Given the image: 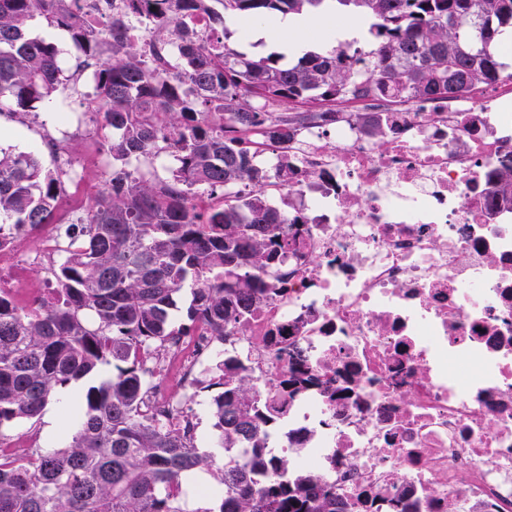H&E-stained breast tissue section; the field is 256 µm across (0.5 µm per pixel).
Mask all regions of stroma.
Instances as JSON below:
<instances>
[{"label":"stroma","instance_id":"stroma-1","mask_svg":"<svg viewBox=\"0 0 512 512\" xmlns=\"http://www.w3.org/2000/svg\"><path fill=\"white\" fill-rule=\"evenodd\" d=\"M30 31L32 36L55 43L61 49L64 86L27 115L25 128H17L14 120L0 116V149L34 153L46 167L52 168L56 162L46 149L44 139L49 136L60 141L64 148L63 156L71 163V174L81 179L85 189L81 195L66 191L59 202V209L64 212L76 205H87L105 187L110 169L95 134L102 118L89 110L92 76L90 71L78 69L77 54L67 33L42 18L33 21ZM23 251L21 259L0 265V282L9 284L11 295L24 306L33 299L48 297L51 267L56 259L43 253L40 238L32 233L25 238ZM111 372V367L104 366L87 377L85 383L77 382L59 389L38 417L0 429V440L8 446L25 445L30 437L35 436L41 447L62 446L66 438L63 425L78 407V395L83 384H98ZM213 395V390L196 388L184 392L182 399L193 409L198 421L196 446L199 452L213 454L216 463L220 464L224 461V451L213 443L210 415Z\"/></svg>","mask_w":512,"mask_h":512}]
</instances>
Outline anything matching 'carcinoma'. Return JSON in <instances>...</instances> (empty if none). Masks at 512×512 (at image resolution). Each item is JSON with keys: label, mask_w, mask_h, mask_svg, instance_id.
Wrapping results in <instances>:
<instances>
[{"label": "carcinoma", "mask_w": 512, "mask_h": 512, "mask_svg": "<svg viewBox=\"0 0 512 512\" xmlns=\"http://www.w3.org/2000/svg\"><path fill=\"white\" fill-rule=\"evenodd\" d=\"M122 2L99 29L72 0H0V115L34 109L57 90V46L28 33L42 17L93 68L102 147L117 161L105 191L62 224L63 171L0 151V248L41 224L68 240L50 299L26 307L0 292V429L37 416L57 388L99 366L115 369L83 391L62 447L0 456V512H190L182 475L211 469L214 457L142 412L149 363L201 325L226 339L279 293L269 276L297 241L269 197L293 177L288 143L339 105L381 145V115L361 111L360 100L465 97L512 79L499 52L512 0ZM330 10L372 20L373 51H308L284 67L279 55L249 58L215 31L188 27L199 12L222 26ZM134 18L140 37L129 35ZM162 151L175 161L165 177L154 167ZM268 152L273 168L259 163ZM201 190L221 201L201 205ZM495 198L512 199V158L497 171ZM188 281L191 325L176 327L171 311ZM217 385L215 446L228 459L209 495L214 507L202 512H351L308 468L283 458L270 472L264 431L274 413L243 365L224 361Z\"/></svg>", "instance_id": "carcinoma-1"}]
</instances>
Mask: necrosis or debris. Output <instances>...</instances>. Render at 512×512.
<instances>
[{
  "label": "necrosis or debris",
  "mask_w": 512,
  "mask_h": 512,
  "mask_svg": "<svg viewBox=\"0 0 512 512\" xmlns=\"http://www.w3.org/2000/svg\"><path fill=\"white\" fill-rule=\"evenodd\" d=\"M363 106L392 125L386 145L340 114L292 148L286 291L224 351L282 409L284 447L339 496L512 512V201L492 197L512 87ZM213 353L208 330L181 338L179 385ZM300 358L311 380L292 394L282 381ZM175 401L162 383L143 409L182 429L193 416Z\"/></svg>",
  "instance_id": "1"
}]
</instances>
